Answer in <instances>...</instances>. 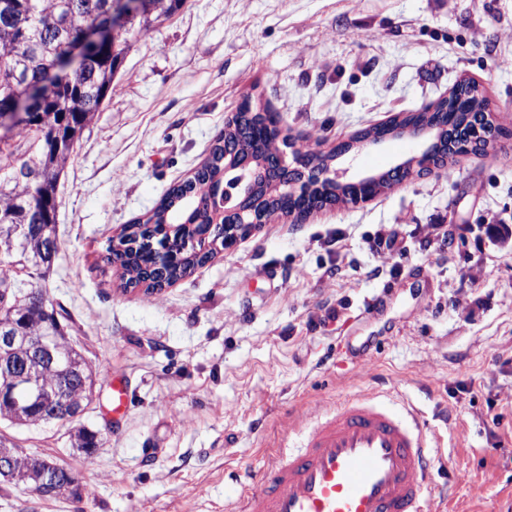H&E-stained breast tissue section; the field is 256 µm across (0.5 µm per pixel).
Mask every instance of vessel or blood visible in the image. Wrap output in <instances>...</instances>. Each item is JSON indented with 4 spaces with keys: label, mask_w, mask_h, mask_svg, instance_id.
Returning a JSON list of instances; mask_svg holds the SVG:
<instances>
[{
    "label": "vessel or blood",
    "mask_w": 512,
    "mask_h": 512,
    "mask_svg": "<svg viewBox=\"0 0 512 512\" xmlns=\"http://www.w3.org/2000/svg\"><path fill=\"white\" fill-rule=\"evenodd\" d=\"M310 418L303 452L262 481L230 472L239 512H433L439 444L415 409L358 395Z\"/></svg>",
    "instance_id": "vessel-or-blood-1"
}]
</instances>
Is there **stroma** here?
Here are the masks:
<instances>
[{
	"instance_id": "obj_1",
	"label": "stroma",
	"mask_w": 512,
	"mask_h": 512,
	"mask_svg": "<svg viewBox=\"0 0 512 512\" xmlns=\"http://www.w3.org/2000/svg\"><path fill=\"white\" fill-rule=\"evenodd\" d=\"M512 0H183L133 38L112 96L60 178L58 256L42 287L96 370L92 461L57 424L0 423L78 475L80 498L0 483V512H234L231 469L300 446L302 411L351 395L410 403L439 437L440 512H512ZM475 80L504 133L369 203L272 218L163 290L123 291L102 258L207 158L244 99L302 149L329 150ZM402 139L336 160L389 169ZM397 232L403 253L376 252ZM377 337L359 369L345 337ZM129 401L112 416V381Z\"/></svg>"
}]
</instances>
